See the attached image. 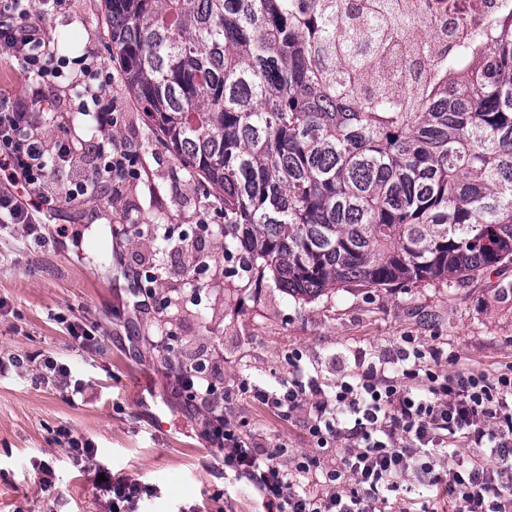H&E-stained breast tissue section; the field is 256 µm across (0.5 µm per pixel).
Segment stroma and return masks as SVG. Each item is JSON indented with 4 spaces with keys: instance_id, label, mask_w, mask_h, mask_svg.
Instances as JSON below:
<instances>
[{
    "instance_id": "1",
    "label": "stroma",
    "mask_w": 512,
    "mask_h": 512,
    "mask_svg": "<svg viewBox=\"0 0 512 512\" xmlns=\"http://www.w3.org/2000/svg\"><path fill=\"white\" fill-rule=\"evenodd\" d=\"M47 24L59 55L95 53L111 64L101 0H65ZM77 79L64 70L57 101L37 118L47 148L63 134L101 137L91 114L79 112L64 88ZM111 97L121 110L116 140L138 142L140 177L124 179L112 201L78 197L47 212L49 244L24 250L21 229L0 235V357L25 358L0 371V512H108L95 486L97 463L138 482L141 512H264L246 479L223 471L201 435L202 417L173 393L171 365L207 356L217 386L242 378L276 387L287 382L288 357L331 388L371 369L394 376L390 358L404 339L437 348L441 369L493 375L512 366V264L470 278L408 288L359 284L297 301L272 281L239 272L224 256L220 205L184 170L150 118L115 78ZM133 224L155 234L129 235ZM186 233L187 243L162 250L159 233ZM155 275L160 311L137 307L140 282ZM94 327L98 340L80 344L70 322ZM172 335L169 346L154 339ZM69 366V376L38 382L43 357ZM303 403L292 416L241 398L228 416L245 424L277 461L314 458L336 466L343 444L312 442ZM92 443L96 456L73 464L62 431ZM54 471L40 483V463Z\"/></svg>"
}]
</instances>
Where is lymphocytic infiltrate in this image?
Returning a JSON list of instances; mask_svg holds the SVG:
<instances>
[{
	"mask_svg": "<svg viewBox=\"0 0 512 512\" xmlns=\"http://www.w3.org/2000/svg\"><path fill=\"white\" fill-rule=\"evenodd\" d=\"M46 17L39 0H0V61L28 75L58 76L70 62L58 57ZM73 63L82 73L78 95L94 102L98 128L116 126L119 109L108 100L111 72L85 55ZM80 152L67 138L47 150L33 113L0 93V170L21 188L17 194L0 193V227L22 225L27 243L41 246L43 225L28 200L50 210L66 196L109 197L111 183L98 178L76 181L62 197L50 192L49 160L68 163ZM398 359L400 375L356 374L331 395L305 375L295 356L289 359L293 377L280 390L259 389L245 380L221 390L191 364L178 370L176 389L205 413L208 439L223 451L225 469L248 479L266 512H374L376 506H389V493L410 473L447 498L454 512H512V494L502 483L504 470L512 468V367L492 377L473 369L444 374L416 347L399 348ZM239 395L290 411L312 399L309 435L322 448L334 440L348 447L336 468L324 473L325 493L310 489L314 461L282 468L273 450L257 446L242 423L229 419L225 407ZM459 438L473 450L468 465L438 468L437 452Z\"/></svg>",
	"mask_w": 512,
	"mask_h": 512,
	"instance_id": "f902f5d3",
	"label": "lymphocytic infiltrate"
}]
</instances>
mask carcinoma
<instances>
[{"instance_id":"1","label":"carcinoma","mask_w":512,"mask_h":512,"mask_svg":"<svg viewBox=\"0 0 512 512\" xmlns=\"http://www.w3.org/2000/svg\"><path fill=\"white\" fill-rule=\"evenodd\" d=\"M109 51L224 208V256L298 301L512 263V17L439 54L420 0H104Z\"/></svg>"}]
</instances>
